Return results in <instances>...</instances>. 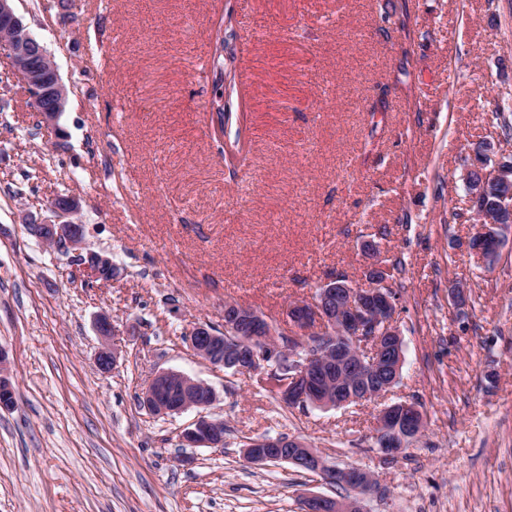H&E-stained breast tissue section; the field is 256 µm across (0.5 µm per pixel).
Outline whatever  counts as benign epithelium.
<instances>
[{"label":"benign epithelium","mask_w":512,"mask_h":512,"mask_svg":"<svg viewBox=\"0 0 512 512\" xmlns=\"http://www.w3.org/2000/svg\"><path fill=\"white\" fill-rule=\"evenodd\" d=\"M11 61V70L29 95L30 107L41 122L57 128L65 111L70 90L60 77L58 67L45 46L31 36L13 7V0H0V56ZM477 166L467 171L469 198L477 200L489 186L498 189L495 209L475 207L472 217L484 230L471 242L473 250L485 259L495 258L500 241L491 230L495 224H512V166L488 167L482 148L475 152ZM55 222L29 224V233L44 245L72 252L90 274L102 284H112L121 276L112 259L85 250V225L79 221L80 204L70 195L51 200ZM390 270L382 262L371 265L369 286L355 287L338 273L316 289L311 300L295 303L287 313L292 330L281 329L261 312L224 303V330L206 322H197L188 335L194 353L210 362L219 351L234 357L238 369L254 373L270 382L280 399L290 407L308 406L328 409L362 402L387 393L397 382L403 363V348L398 321L397 295ZM100 345L96 364L102 372L116 365L121 344L116 341L111 317L101 313L95 320ZM288 337L283 346L272 340L277 334ZM216 399L208 384L187 375L164 370L155 374L142 391L143 405L155 415L180 414L205 409ZM14 403L11 369L0 350V408ZM424 424L423 414L414 403H395L377 416L374 444L387 457H393L418 437ZM224 438V420L199 416L181 434L182 444L191 448L208 447ZM288 461L320 474L327 483L355 485L357 497L351 503L321 494H309L302 501L303 512H348L362 510L361 499L377 491L371 473L357 468L330 467L307 442L288 439ZM275 438H256L244 447V458L252 464L272 460Z\"/></svg>","instance_id":"1"}]
</instances>
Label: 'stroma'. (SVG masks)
<instances>
[{
  "label": "stroma",
  "mask_w": 512,
  "mask_h": 512,
  "mask_svg": "<svg viewBox=\"0 0 512 512\" xmlns=\"http://www.w3.org/2000/svg\"><path fill=\"white\" fill-rule=\"evenodd\" d=\"M72 93L48 130L0 57V512H301L346 491L248 439L299 437L373 473L364 512H512V226L494 263L469 246L477 143L512 161V0H15ZM231 16L211 101L214 22ZM501 118H494V110ZM223 134H216V126ZM81 205L86 247L122 275L88 287L27 224ZM400 259L401 377L384 399L292 408L185 339L224 303L282 322L330 274L365 280L366 243ZM123 351L95 365L98 313ZM173 370L217 398L224 443L187 448L198 416L139 402ZM424 430L384 459V404ZM14 403V392L11 385L10 363L5 353L0 350V408L8 409ZM281 443L276 438H256L247 442L244 447V458L252 464H265L272 460L274 448Z\"/></svg>",
  "instance_id": "1"
}]
</instances>
